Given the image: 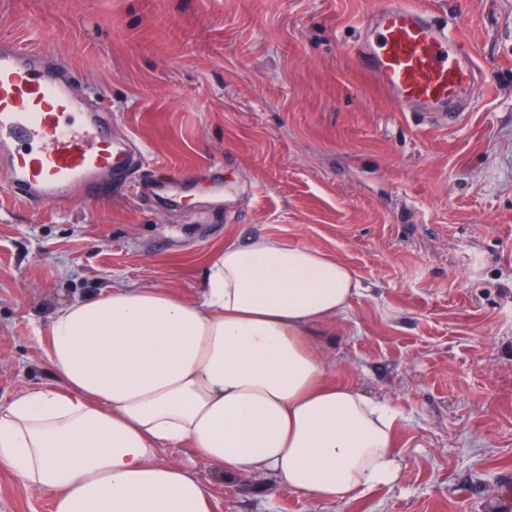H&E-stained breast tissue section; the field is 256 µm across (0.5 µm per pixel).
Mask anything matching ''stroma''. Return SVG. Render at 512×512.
Listing matches in <instances>:
<instances>
[{
	"instance_id": "35a3bbf8",
	"label": "stroma",
	"mask_w": 512,
	"mask_h": 512,
	"mask_svg": "<svg viewBox=\"0 0 512 512\" xmlns=\"http://www.w3.org/2000/svg\"><path fill=\"white\" fill-rule=\"evenodd\" d=\"M382 0H0V46L45 38L145 152L175 205L107 182L35 209L0 172V403L55 387L59 305L153 285L192 300L209 256L271 236L362 282L317 340L328 378L402 412L400 480L321 501L212 475L214 512H504L512 486V0H423L491 81L448 130L399 112L351 48ZM0 512L51 500L0 469Z\"/></svg>"
}]
</instances>
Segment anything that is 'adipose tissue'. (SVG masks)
Here are the masks:
<instances>
[{
	"mask_svg": "<svg viewBox=\"0 0 512 512\" xmlns=\"http://www.w3.org/2000/svg\"><path fill=\"white\" fill-rule=\"evenodd\" d=\"M361 289L338 260L263 236L214 254L196 299L144 285L65 303L39 339L64 388L0 404V467L53 512H213L203 465L321 501L392 485L401 413L330 381L310 339Z\"/></svg>",
	"mask_w": 512,
	"mask_h": 512,
	"instance_id": "obj_1",
	"label": "adipose tissue"
}]
</instances>
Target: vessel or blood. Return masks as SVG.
<instances>
[{"mask_svg":"<svg viewBox=\"0 0 512 512\" xmlns=\"http://www.w3.org/2000/svg\"><path fill=\"white\" fill-rule=\"evenodd\" d=\"M366 25L376 40L353 49L360 71L378 77L381 94L399 111L418 108L432 125L458 127L459 97L485 83L460 36L414 0H383ZM76 81L72 67L40 42L0 49V171L14 198L40 206L76 190L93 195L105 176L122 181L144 165L143 152L113 136L111 115L92 91L78 92ZM182 184L176 175L145 179L138 196H174Z\"/></svg>","mask_w":512,"mask_h":512,"instance_id":"1","label":"vessel or blood"}]
</instances>
